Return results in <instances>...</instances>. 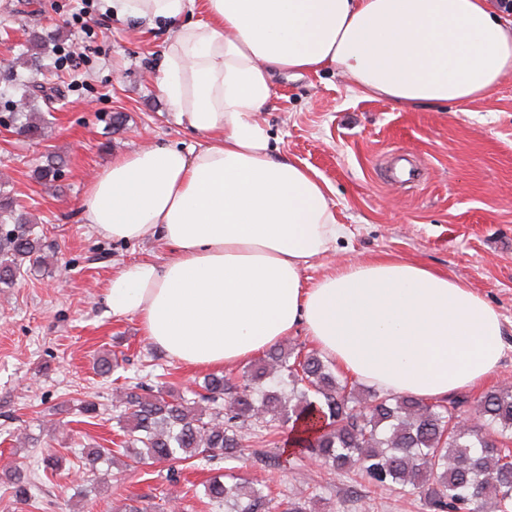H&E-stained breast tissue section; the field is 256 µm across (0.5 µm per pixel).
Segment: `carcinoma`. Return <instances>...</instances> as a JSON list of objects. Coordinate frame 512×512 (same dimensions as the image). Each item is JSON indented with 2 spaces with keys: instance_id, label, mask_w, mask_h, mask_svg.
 <instances>
[{
  "instance_id": "carcinoma-1",
  "label": "carcinoma",
  "mask_w": 512,
  "mask_h": 512,
  "mask_svg": "<svg viewBox=\"0 0 512 512\" xmlns=\"http://www.w3.org/2000/svg\"><path fill=\"white\" fill-rule=\"evenodd\" d=\"M59 33L32 35L29 51H50ZM29 58L0 69V83L20 94L0 100L16 133L48 136L51 122L40 107L60 94L27 77ZM45 262L41 236L16 199L0 190V285L16 283L24 264ZM198 400L165 395L137 384L125 388L118 421L131 429L124 454L133 462L236 458L247 431L301 422L314 429L296 447L332 470L350 471L369 489L419 494L429 512H512V384L476 400L428 402L368 389L363 395L317 352L270 348L234 382L213 373L195 392ZM110 449L91 447L82 468L98 470ZM224 512H312L284 498L272 504L270 486L231 473L204 485Z\"/></svg>"
}]
</instances>
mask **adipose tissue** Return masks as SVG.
<instances>
[{
    "label": "adipose tissue",
    "instance_id": "ef3b65f1",
    "mask_svg": "<svg viewBox=\"0 0 512 512\" xmlns=\"http://www.w3.org/2000/svg\"><path fill=\"white\" fill-rule=\"evenodd\" d=\"M176 25L159 63L190 152L152 144L90 183L98 237L169 249L113 271L101 299L139 318L179 363L244 362L304 327L341 369L383 392L438 399L498 367L499 312L464 282L399 258L353 261L306 284L345 234L317 172L275 155L258 115L275 76L334 71L401 104H467L512 73V25L490 0H106Z\"/></svg>",
    "mask_w": 512,
    "mask_h": 512
}]
</instances>
